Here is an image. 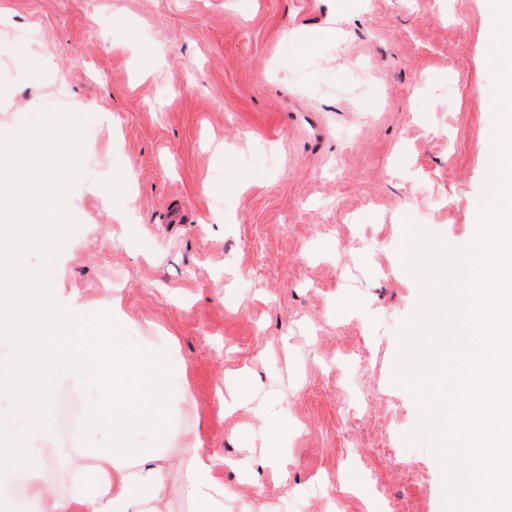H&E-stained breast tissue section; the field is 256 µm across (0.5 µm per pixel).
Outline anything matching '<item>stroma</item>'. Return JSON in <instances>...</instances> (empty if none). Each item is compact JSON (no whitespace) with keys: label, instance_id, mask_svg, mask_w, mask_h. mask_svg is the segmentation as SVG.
<instances>
[{"label":"stroma","instance_id":"1","mask_svg":"<svg viewBox=\"0 0 512 512\" xmlns=\"http://www.w3.org/2000/svg\"><path fill=\"white\" fill-rule=\"evenodd\" d=\"M491 30L488 0H0V133L42 111L85 119L53 298L178 358L188 401L133 422L130 443L169 449L170 512H190L179 460L197 443L251 469L246 485L225 468L228 512H443L391 382L419 297L397 249L407 216L454 247L474 234ZM41 444L62 493L69 449L112 434L55 419Z\"/></svg>","mask_w":512,"mask_h":512}]
</instances>
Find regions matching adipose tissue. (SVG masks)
<instances>
[{
  "instance_id": "1",
  "label": "adipose tissue",
  "mask_w": 512,
  "mask_h": 512,
  "mask_svg": "<svg viewBox=\"0 0 512 512\" xmlns=\"http://www.w3.org/2000/svg\"><path fill=\"white\" fill-rule=\"evenodd\" d=\"M23 309L49 314L47 323L27 333L39 360L41 400L24 432H14L0 420V502L14 504L18 512L30 503L37 504L39 512H164L169 497L163 465L167 451L149 448L131 455L126 428L132 416L150 414L161 402H182V395L168 391L166 361L143 351L129 355L108 329L90 327L86 308L57 307L46 290L31 294ZM106 365L112 368V378L102 382L101 389L110 406L93 413L87 424L111 427L112 445L76 449L79 461L69 471V490L56 493L43 481L52 449L33 448L29 442L49 428L56 391L83 386L94 370ZM184 454L183 493L195 512H224L229 492L223 474L229 459L198 447ZM19 487L25 497L13 498Z\"/></svg>"
}]
</instances>
